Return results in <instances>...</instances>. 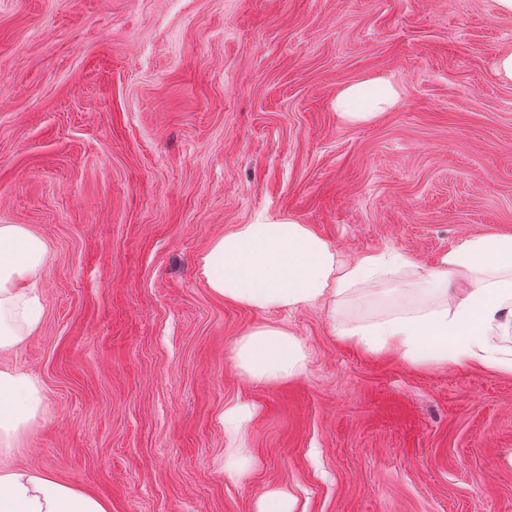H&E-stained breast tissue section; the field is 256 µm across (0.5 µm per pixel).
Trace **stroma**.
Here are the masks:
<instances>
[{"label":"stroma","instance_id":"35a3bbf8","mask_svg":"<svg viewBox=\"0 0 512 512\" xmlns=\"http://www.w3.org/2000/svg\"><path fill=\"white\" fill-rule=\"evenodd\" d=\"M509 51L497 0H0V224L49 244L41 325L0 354L45 394L8 464L110 512H256L270 489L296 512H512V374L337 336L463 239L512 234ZM376 76L398 105L344 123L337 91ZM261 213L413 265L335 312L214 296L200 255ZM265 324L305 374L239 372Z\"/></svg>","mask_w":512,"mask_h":512}]
</instances>
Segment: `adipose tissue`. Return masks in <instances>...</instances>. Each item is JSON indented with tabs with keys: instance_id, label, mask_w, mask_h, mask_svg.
<instances>
[{
	"instance_id": "obj_1",
	"label": "adipose tissue",
	"mask_w": 512,
	"mask_h": 512,
	"mask_svg": "<svg viewBox=\"0 0 512 512\" xmlns=\"http://www.w3.org/2000/svg\"><path fill=\"white\" fill-rule=\"evenodd\" d=\"M400 94L387 78L343 85L332 101L337 115L364 124L395 107ZM49 246L22 224H0V352L25 344L38 329L42 306L24 284L45 269ZM398 253H365L344 260L306 224L257 215L214 239L199 259L210 291L262 310L342 303L352 292L410 266ZM465 282L450 293L451 281ZM414 307L342 329L340 336L372 354L393 352L418 368L454 363L512 374V349L489 334L512 328V235H475L442 256L415 290ZM237 368L251 379L278 382L306 371V354L286 328L262 325L234 345ZM44 390L33 375L0 369V456L41 414ZM0 512H110L100 499L58 481L48 471L0 469Z\"/></svg>"
}]
</instances>
